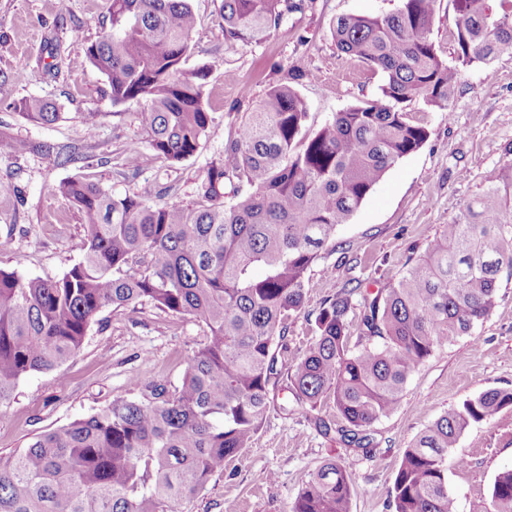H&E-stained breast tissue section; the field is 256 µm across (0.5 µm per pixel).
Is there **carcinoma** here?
<instances>
[{"label":"carcinoma","instance_id":"carcinoma-1","mask_svg":"<svg viewBox=\"0 0 512 512\" xmlns=\"http://www.w3.org/2000/svg\"><path fill=\"white\" fill-rule=\"evenodd\" d=\"M437 0H400L384 15L340 16L336 51L382 75L379 96L335 113L309 132V112L285 81L253 104L198 185L200 205L149 204L94 182L60 187L85 221L83 258L56 280L0 269V410L19 382L74 356L108 307L146 304L207 327L179 387L135 380L143 398L117 397L69 425L0 453V512H177L201 494L224 462L248 447L281 377L295 402L330 398L340 422L315 420L324 435L374 455L373 425L399 404L418 367L448 340L471 334L512 275V162L399 277L373 291L347 280L315 318V336L284 362L288 321L304 304L306 274L340 224L383 176L428 138L406 103L455 99L460 68L512 54V0H451L456 63L431 39ZM302 0H223L227 50L257 44ZM112 30L83 62L102 72L112 104L136 103L155 155L181 163L212 121L208 68H183L196 17L190 0H112ZM20 113L52 124L56 107L23 98ZM359 341L350 346L349 316ZM512 408V389L490 388L442 414L405 449L392 491L394 512H457L448 449L471 425ZM346 469L324 460L290 512H350ZM479 512H512V470L500 472Z\"/></svg>","mask_w":512,"mask_h":512}]
</instances>
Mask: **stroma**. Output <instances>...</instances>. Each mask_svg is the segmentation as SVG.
Returning <instances> with one entry per match:
<instances>
[{"mask_svg":"<svg viewBox=\"0 0 512 512\" xmlns=\"http://www.w3.org/2000/svg\"><path fill=\"white\" fill-rule=\"evenodd\" d=\"M222 0H191L198 18L187 67L207 66L206 97L213 116L195 156L173 165L155 155L135 104L113 105L105 76L83 63L85 49L109 25L111 0H0V269L55 280L83 256L81 213L59 187L74 178L105 190L135 193L151 203L199 202L197 186L220 158L237 116L282 81V67L310 70L297 90L316 130L334 113L376 98L382 78L367 66L338 57L331 24L338 16L384 14L399 0H306L263 42L224 48ZM54 102L62 117L51 125L25 119L19 100ZM409 112L428 139L392 167L348 223L339 225L308 272L305 304L288 328L290 360L304 353L317 313L348 277L375 288L399 278L443 224L478 193L507 161L512 147V55L463 68L459 93L448 108L417 99ZM97 115L87 133L85 113ZM137 142L144 161L124 165ZM204 324L152 306L139 313L104 309L81 349L61 367L22 380L0 411V451L27 446L41 432L64 426L128 395L132 379L176 387L186 362L203 343ZM490 388H512V275L500 278L492 315L471 335L437 348L408 382L396 409L374 425V457L352 452L327 436L316 419L336 424L332 401L285 414L271 409L249 448L227 461L200 496L179 512H289L303 483L325 459L347 470L354 493L350 512H392L390 492L403 452L414 437L450 408ZM448 485L458 512H476L496 475L512 468V409L468 428L448 452Z\"/></svg>","mask_w":512,"mask_h":512,"instance_id":"1","label":"stroma"}]
</instances>
